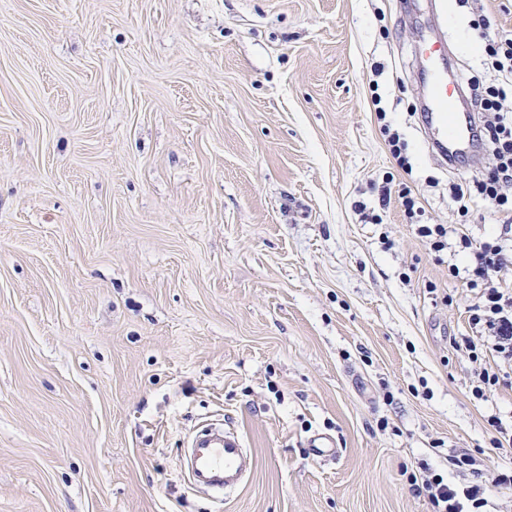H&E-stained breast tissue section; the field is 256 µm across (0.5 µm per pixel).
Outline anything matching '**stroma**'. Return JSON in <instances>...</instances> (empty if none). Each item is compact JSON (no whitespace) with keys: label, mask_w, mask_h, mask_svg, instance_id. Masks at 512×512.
I'll return each mask as SVG.
<instances>
[{"label":"stroma","mask_w":512,"mask_h":512,"mask_svg":"<svg viewBox=\"0 0 512 512\" xmlns=\"http://www.w3.org/2000/svg\"><path fill=\"white\" fill-rule=\"evenodd\" d=\"M447 2L455 75L486 77L471 22L512 33V0ZM426 26L423 0H0V512H430L420 465L512 467V389L472 396L466 287L416 232L501 222L425 142ZM218 420L256 458L220 503L179 463Z\"/></svg>","instance_id":"1"}]
</instances>
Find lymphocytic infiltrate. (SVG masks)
I'll return each mask as SVG.
<instances>
[{
  "mask_svg": "<svg viewBox=\"0 0 512 512\" xmlns=\"http://www.w3.org/2000/svg\"><path fill=\"white\" fill-rule=\"evenodd\" d=\"M485 65L495 78L471 80V105L480 112V141L494 163L478 174L452 184L451 195L459 213L482 204L512 220V105L507 102L506 83H512V34L486 36L481 45ZM419 237L434 250L455 243L467 260L465 266L449 265L451 276L462 277L470 294V335L457 341L458 349L479 362L471 393L486 399L488 392L512 380L501 374L500 366L512 367V256L502 237L471 238L451 224H422ZM451 460L470 478L459 484L430 468H423L417 493L426 495L432 512H485L495 492L512 488V467L482 469L472 454L458 451Z\"/></svg>",
  "mask_w": 512,
  "mask_h": 512,
  "instance_id": "obj_1",
  "label": "lymphocytic infiltrate"
}]
</instances>
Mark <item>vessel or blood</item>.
<instances>
[{
  "label": "vessel or blood",
  "instance_id": "vessel-or-blood-1",
  "mask_svg": "<svg viewBox=\"0 0 512 512\" xmlns=\"http://www.w3.org/2000/svg\"><path fill=\"white\" fill-rule=\"evenodd\" d=\"M448 55L447 43L425 39L419 45L421 68L428 77V102L423 114L428 143L449 161L465 158L476 164L480 154L473 139L474 117L453 107L454 100L463 97L464 88L459 79L448 75ZM183 468L194 487L220 497L240 488L253 462L242 439L222 431L190 437Z\"/></svg>",
  "mask_w": 512,
  "mask_h": 512
}]
</instances>
